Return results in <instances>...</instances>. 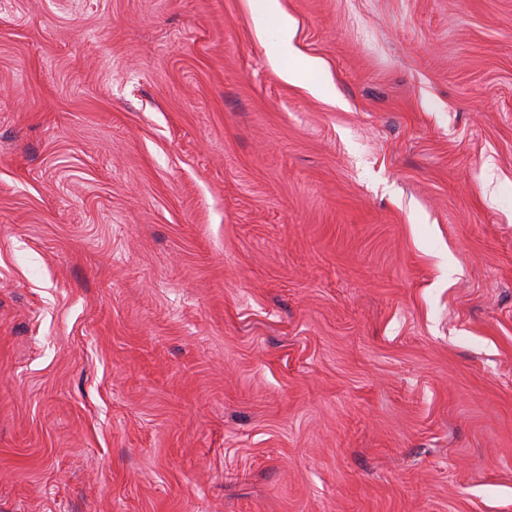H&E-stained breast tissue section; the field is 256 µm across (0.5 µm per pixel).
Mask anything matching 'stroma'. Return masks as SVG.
Here are the masks:
<instances>
[{
  "label": "stroma",
  "mask_w": 512,
  "mask_h": 512,
  "mask_svg": "<svg viewBox=\"0 0 512 512\" xmlns=\"http://www.w3.org/2000/svg\"><path fill=\"white\" fill-rule=\"evenodd\" d=\"M0 0V512H512V0ZM263 15L273 20L277 29L276 39L270 46V57L275 62L293 55L289 41L290 20L280 10L279 0H264Z\"/></svg>",
  "instance_id": "35a3bbf8"
}]
</instances>
